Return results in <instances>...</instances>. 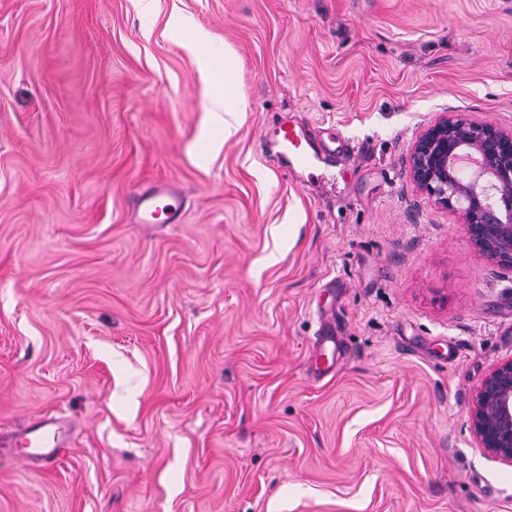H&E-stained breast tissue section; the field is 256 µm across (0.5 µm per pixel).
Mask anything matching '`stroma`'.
<instances>
[{"label":"stroma","mask_w":512,"mask_h":512,"mask_svg":"<svg viewBox=\"0 0 512 512\" xmlns=\"http://www.w3.org/2000/svg\"><path fill=\"white\" fill-rule=\"evenodd\" d=\"M199 34L245 105L212 152ZM449 109L512 123V0H0V512H512L466 428L512 279L407 218ZM283 122L352 152L283 175ZM139 208L142 212L141 223L155 224L162 222L177 224L181 219V197L176 187L165 181L155 183L139 198ZM27 430L21 441L26 442L27 447L32 449V453L36 456L43 458L44 460H53L58 453V437L56 438V430L51 428H43L33 430V434L27 437Z\"/></svg>","instance_id":"35a3bbf8"}]
</instances>
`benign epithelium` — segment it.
<instances>
[{
    "instance_id": "7a95c632",
    "label": "benign epithelium",
    "mask_w": 512,
    "mask_h": 512,
    "mask_svg": "<svg viewBox=\"0 0 512 512\" xmlns=\"http://www.w3.org/2000/svg\"><path fill=\"white\" fill-rule=\"evenodd\" d=\"M405 163L415 197L410 223H418L422 199L458 215L474 252L512 276V125L441 112L418 131ZM466 425L475 447L512 467V357L476 385Z\"/></svg>"
}]
</instances>
